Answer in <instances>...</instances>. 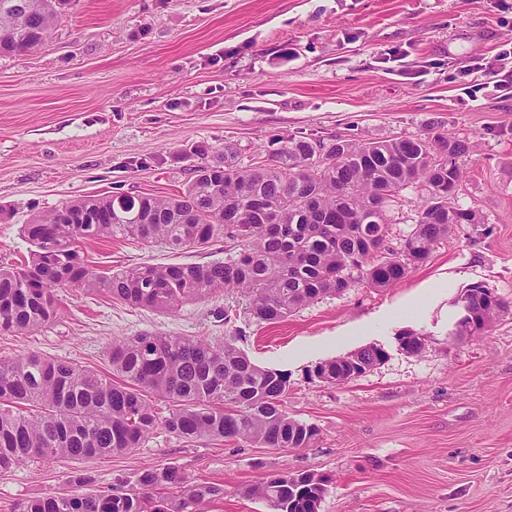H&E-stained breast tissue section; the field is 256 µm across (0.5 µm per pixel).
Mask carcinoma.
<instances>
[{"label": "carcinoma", "mask_w": 512, "mask_h": 512, "mask_svg": "<svg viewBox=\"0 0 512 512\" xmlns=\"http://www.w3.org/2000/svg\"><path fill=\"white\" fill-rule=\"evenodd\" d=\"M70 0H0V56L28 55L45 44ZM473 150L443 126L384 141L343 135L291 136L268 158L243 165L232 143L194 169L184 192L169 197L113 194L72 200L23 225L32 249L25 260L0 265V332L31 335L60 314L57 292L80 288L130 304L175 310L216 292L238 291L258 322L274 323L355 283L389 288L424 264L457 224H475L469 209L448 204L463 179L458 159ZM427 191L401 247L389 239L402 192ZM96 224H67L63 212ZM117 236L174 249L219 239L222 262L148 264L97 270L81 255L89 242ZM470 315L490 307L477 285L461 296ZM243 331L222 343L163 334L114 338L112 372L99 374L35 352L0 360V471L27 460L88 462L139 448L159 428L188 440L225 438L268 448H306L318 429L285 409L288 372L250 361L237 346ZM317 363L310 376L327 384L354 379L355 369L380 362L370 345ZM169 403L161 415L147 399ZM175 466L118 478L94 494L28 499L20 512H205L224 494L214 485L185 486ZM325 480L271 472L245 490L269 512H318Z\"/></svg>", "instance_id": "obj_1"}]
</instances>
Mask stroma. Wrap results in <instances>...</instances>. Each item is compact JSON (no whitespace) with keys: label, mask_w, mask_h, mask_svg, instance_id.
I'll return each instance as SVG.
<instances>
[{"label":"stroma","mask_w":512,"mask_h":512,"mask_svg":"<svg viewBox=\"0 0 512 512\" xmlns=\"http://www.w3.org/2000/svg\"><path fill=\"white\" fill-rule=\"evenodd\" d=\"M510 47L512 0H74L40 50L0 56V263L26 256L34 213L92 195H176L202 163L198 147L236 143L248 164L287 135L380 141L442 123L476 144L459 160L455 203L481 217L392 287L356 283L275 324L238 314L251 361L288 372L287 411L318 428L311 446L160 429L123 455L0 471V512L166 465L223 488L211 512H268L244 490L270 471L326 477L318 512H512V309L453 336L471 284L512 305V86L491 85ZM85 254L115 269L225 258L220 241L173 251L128 237ZM243 303L219 292L165 312L71 288L40 333H0V358L36 352L104 372L112 339L219 342L225 306ZM404 332L426 350L399 352ZM374 343L389 357L365 374L309 377ZM76 471L86 484L68 483Z\"/></svg>","instance_id":"35a3bbf8"}]
</instances>
